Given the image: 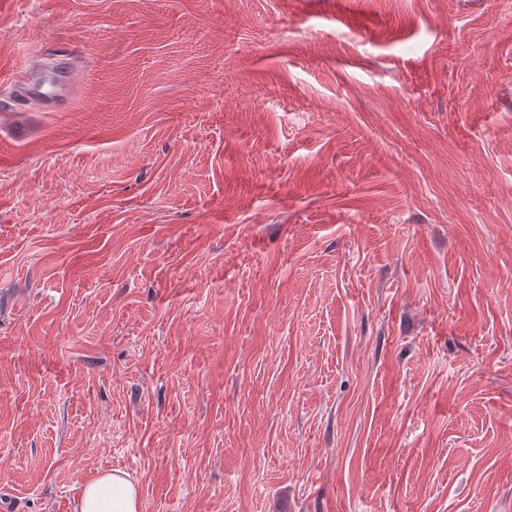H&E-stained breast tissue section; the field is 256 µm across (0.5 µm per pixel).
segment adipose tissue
Instances as JSON below:
<instances>
[{"label":"adipose tissue","instance_id":"1","mask_svg":"<svg viewBox=\"0 0 512 512\" xmlns=\"http://www.w3.org/2000/svg\"><path fill=\"white\" fill-rule=\"evenodd\" d=\"M137 484L120 470L85 480L81 487L77 512H139Z\"/></svg>","mask_w":512,"mask_h":512}]
</instances>
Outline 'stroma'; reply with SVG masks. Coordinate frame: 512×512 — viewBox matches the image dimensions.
<instances>
[{"label":"stroma","mask_w":512,"mask_h":512,"mask_svg":"<svg viewBox=\"0 0 512 512\" xmlns=\"http://www.w3.org/2000/svg\"><path fill=\"white\" fill-rule=\"evenodd\" d=\"M32 56L0 512H512V0H0ZM138 485L120 470L101 473L82 483L78 512H139Z\"/></svg>","instance_id":"1"}]
</instances>
